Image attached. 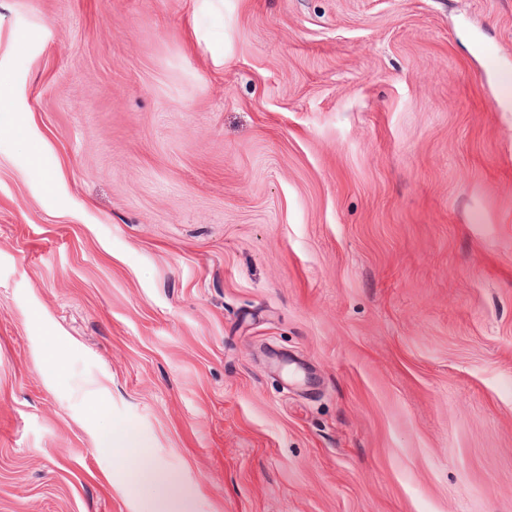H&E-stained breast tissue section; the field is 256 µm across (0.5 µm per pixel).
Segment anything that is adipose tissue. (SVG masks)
Instances as JSON below:
<instances>
[{"label":"adipose tissue","instance_id":"ef3b65f1","mask_svg":"<svg viewBox=\"0 0 512 512\" xmlns=\"http://www.w3.org/2000/svg\"><path fill=\"white\" fill-rule=\"evenodd\" d=\"M116 446L127 451L122 460V467L129 490L135 491L144 486L152 487L156 492L155 506L158 512H166L171 492V480L167 473L151 461L144 449L133 445L131 438L124 435L116 437L112 432H105L100 441L101 451L108 453Z\"/></svg>","mask_w":512,"mask_h":512}]
</instances>
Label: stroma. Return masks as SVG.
Listing matches in <instances>:
<instances>
[{"label": "stroma", "mask_w": 512, "mask_h": 512, "mask_svg": "<svg viewBox=\"0 0 512 512\" xmlns=\"http://www.w3.org/2000/svg\"><path fill=\"white\" fill-rule=\"evenodd\" d=\"M0 512H512V0H0ZM32 118V143L12 133ZM113 443L119 445L114 448H132L122 460L129 490L137 491L143 486L152 487L156 492L155 507L166 510L171 492V480L167 473L151 461L148 453L141 449L144 447L128 446L135 445V442L125 435L113 439L112 429L109 428L100 440V450L112 455Z\"/></svg>", "instance_id": "obj_1"}]
</instances>
